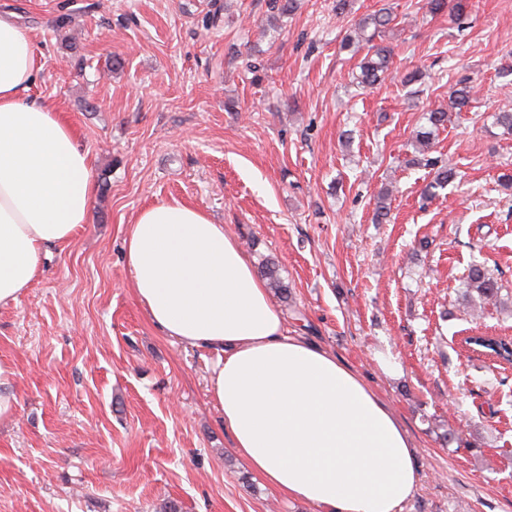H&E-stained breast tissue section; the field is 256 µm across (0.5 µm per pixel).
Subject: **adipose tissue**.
<instances>
[{
  "mask_svg": "<svg viewBox=\"0 0 512 512\" xmlns=\"http://www.w3.org/2000/svg\"><path fill=\"white\" fill-rule=\"evenodd\" d=\"M36 65L31 29L0 14V307L87 223L95 193L74 128L30 93ZM124 247L155 327L214 352L211 397L256 474L319 512H401L418 482L408 432L356 372L289 335L235 236L174 199L143 208Z\"/></svg>",
  "mask_w": 512,
  "mask_h": 512,
  "instance_id": "1",
  "label": "adipose tissue"
}]
</instances>
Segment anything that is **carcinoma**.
<instances>
[{
  "label": "carcinoma",
  "instance_id": "obj_1",
  "mask_svg": "<svg viewBox=\"0 0 512 512\" xmlns=\"http://www.w3.org/2000/svg\"><path fill=\"white\" fill-rule=\"evenodd\" d=\"M394 17L389 8L381 7L373 14L359 20L354 24V33L348 35L344 46H359L366 50L363 58L358 63L359 73L355 79L357 83L365 87H373L381 84L390 69L392 50L390 47L374 43L378 34L385 32ZM474 94V85L471 79H463L450 88L448 95V109H433L427 113L429 129L416 136V145L421 151H429L433 148V136L436 131L447 126L448 111H463ZM426 165L433 169L432 180L423 190L426 198L435 195V191L446 187L457 177L455 167L441 157L426 159ZM392 190L385 187L377 195V201L373 213V221L381 224L390 219V203H388ZM262 275L267 280L269 288L278 294L288 293V287L277 277L275 268L266 264L262 268ZM464 297L472 308H482L487 304L500 306L503 304L501 291L497 278L483 263H475L470 266L464 280ZM466 341L474 346L486 350L496 358L512 364V340L503 336H468Z\"/></svg>",
  "mask_w": 512,
  "mask_h": 512
}]
</instances>
